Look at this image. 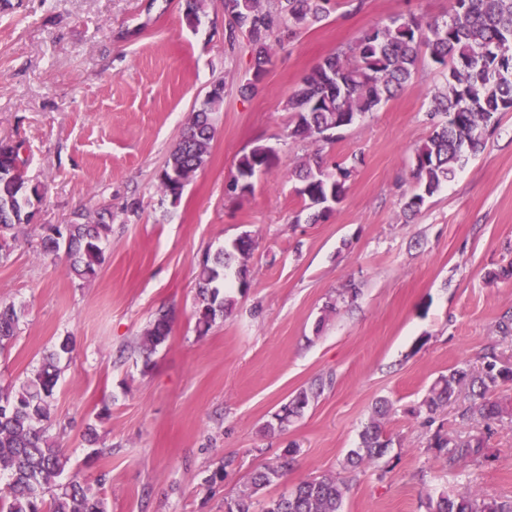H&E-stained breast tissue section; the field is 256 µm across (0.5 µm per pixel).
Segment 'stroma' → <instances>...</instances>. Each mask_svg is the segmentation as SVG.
I'll return each mask as SVG.
<instances>
[{
    "label": "stroma",
    "mask_w": 512,
    "mask_h": 512,
    "mask_svg": "<svg viewBox=\"0 0 512 512\" xmlns=\"http://www.w3.org/2000/svg\"><path fill=\"white\" fill-rule=\"evenodd\" d=\"M448 0H331L323 21L281 29L264 78L253 51L229 37L224 0L196 25L183 0H0V140L23 143L27 177L45 186L34 223L0 259V301L24 310L0 355V386H19L57 341L61 361L51 433L107 512H224L252 473L299 451L275 497L296 482L342 472L377 399L392 401L389 453L345 474L344 512H426L448 490L512 499V418L484 457L448 469L413 418L457 363L481 369L486 348L512 364V280L487 282L512 261V112L482 149L414 217L415 148L432 133L429 102L443 67L423 58L413 80L332 144L291 138L286 101L328 54L411 11L445 15ZM224 82L211 156L174 202L158 176L212 82ZM277 164L251 194H229L254 145ZM321 152L363 162L344 201L310 224L290 168ZM112 209L95 276L68 275L64 255L40 251L44 228ZM250 233L247 290L207 334L196 330V269L207 253ZM360 285L355 300L341 292ZM337 304L325 312L326 302ZM172 332L152 354L136 343L159 310ZM318 392L285 431L267 423L299 389ZM343 473V472H342Z\"/></svg>",
    "instance_id": "obj_1"
}]
</instances>
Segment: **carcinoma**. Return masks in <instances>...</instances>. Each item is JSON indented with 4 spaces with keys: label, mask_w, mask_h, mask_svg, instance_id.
<instances>
[{
    "label": "carcinoma",
    "mask_w": 512,
    "mask_h": 512,
    "mask_svg": "<svg viewBox=\"0 0 512 512\" xmlns=\"http://www.w3.org/2000/svg\"><path fill=\"white\" fill-rule=\"evenodd\" d=\"M330 0H224L229 37L244 30L253 46V80H260L271 62L272 38L283 27L300 30L322 21ZM446 68L445 85L434 93L428 111L437 120L433 134L414 151L416 189L402 203L408 215L420 212L426 198L437 192L470 156L482 147L486 129L496 115L512 111V0H449L446 15L426 20L413 13L400 14L390 23L377 26L360 36L347 49L325 57L306 74L298 89L287 99L295 124L291 136L331 144L339 132L358 118L375 111L393 97L413 76L424 54ZM214 91L192 112L180 140L171 150L159 173L164 195L176 202L183 190L174 176L198 172L208 162L216 134L218 114L224 103V82L212 83ZM23 144L0 141V253L14 230L30 223L34 203L42 190L13 173L15 163L26 164ZM275 151L256 145L237 162V174L228 191L237 195L252 192V179L264 165H273ZM362 159L353 155L327 171L322 158L303 162L291 170L299 186L304 208L312 210V222L328 218L343 202L346 183L357 172ZM112 233V208L104 207L95 219L50 225L42 237L43 253L56 255L63 249L69 270L80 278L96 275L104 263L103 245ZM253 238L239 239L234 247L215 255H204L196 274L200 306L196 328L207 333L217 319L232 308L233 300L221 291L232 272L247 281V259ZM21 312L12 303H0V350L10 345L19 329ZM173 316L164 310L157 314L140 338L141 348L153 352L163 345L172 331ZM73 340L61 338L40 367L17 388H0V512H106L104 501L80 471L68 474L69 458L57 448L50 434V407L58 380L61 359L70 355ZM482 371L469 365L453 367L440 377L425 400L409 413L428 427L440 408L447 405L462 385L473 396L462 413L476 419L485 430L508 414V408L491 398L500 383L512 380V367H504L491 350L485 355ZM316 393L298 390L276 415L277 425L268 430L283 431L309 407ZM392 404L379 400L373 416L360 435V445L347 454L344 469L355 470L383 457L392 437L386 420ZM433 447L443 453L452 468L457 463L478 458L485 439L478 436H432ZM288 461L255 472L249 486L224 502L228 512H343L345 484L336 475L301 481L277 497L259 500L270 485L280 481ZM427 512H512V500L480 498L472 492L455 494L442 491L425 502Z\"/></svg>",
    "instance_id": "cac0c4a2"
}]
</instances>
